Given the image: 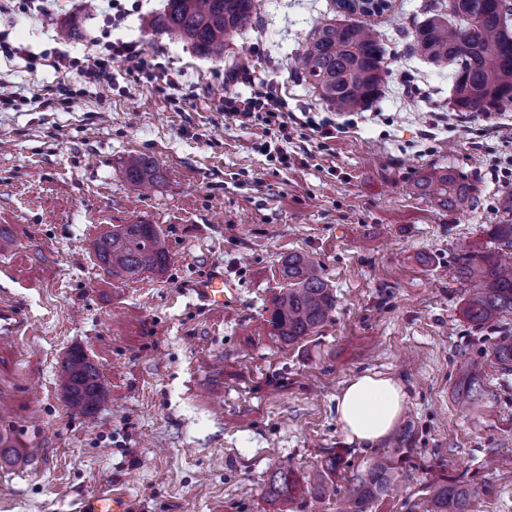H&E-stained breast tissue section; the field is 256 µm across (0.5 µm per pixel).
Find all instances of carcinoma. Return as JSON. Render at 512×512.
<instances>
[{"instance_id":"obj_1","label":"carcinoma","mask_w":512,"mask_h":512,"mask_svg":"<svg viewBox=\"0 0 512 512\" xmlns=\"http://www.w3.org/2000/svg\"><path fill=\"white\" fill-rule=\"evenodd\" d=\"M254 0H167L164 14L148 18L152 36H166L192 45L206 58L223 57L224 46L253 20ZM506 0H444L414 33V45L431 62H452L454 103L460 112H497L512 102V32ZM386 50L382 36L367 20L337 23L331 19L314 28L300 57L305 81L335 112H354L375 101L386 80ZM135 186L159 179V166L146 155L132 156L125 166ZM438 185L443 205L458 209L470 198L469 189L452 174L425 178L418 188ZM486 234L496 250L478 252L458 247V277L467 284L461 317L476 329L493 327L512 314V265L497 259V251L512 250V223L491 224ZM97 259L115 276L136 279L166 269L170 254L154 224H120L93 243ZM288 289L273 301L270 322L284 341L297 342L331 320L336 308L334 289L306 255L293 254L283 263ZM486 355L503 374L512 373V328L490 338ZM458 402L473 406L481 396V366L460 359ZM62 387L70 409L94 412L110 398L101 372L85 354L74 350L64 362ZM406 449L375 455L348 478L342 512H369L387 496L403 475ZM337 456L328 457L313 482L300 484L294 472L276 466L263 487L267 501L288 512V503L307 494L319 501L336 495ZM430 496L416 505L420 512H470L477 490L454 481L433 482Z\"/></svg>"}]
</instances>
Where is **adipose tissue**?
<instances>
[{
  "mask_svg": "<svg viewBox=\"0 0 512 512\" xmlns=\"http://www.w3.org/2000/svg\"><path fill=\"white\" fill-rule=\"evenodd\" d=\"M406 404L403 385L387 375L352 378L336 398V419L349 442L368 448L383 442Z\"/></svg>",
  "mask_w": 512,
  "mask_h": 512,
  "instance_id": "obj_1",
  "label": "adipose tissue"
}]
</instances>
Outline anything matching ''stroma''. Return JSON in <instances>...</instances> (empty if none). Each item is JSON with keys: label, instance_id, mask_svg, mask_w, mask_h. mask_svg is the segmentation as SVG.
<instances>
[{"label": "stroma", "instance_id": "1", "mask_svg": "<svg viewBox=\"0 0 512 512\" xmlns=\"http://www.w3.org/2000/svg\"><path fill=\"white\" fill-rule=\"evenodd\" d=\"M11 0L0 32L30 55L68 51L57 71L0 56V306L21 317L0 334V512H71L85 494L127 491L136 512H273L262 495L272 467L308 479L340 455L338 489L374 454L350 443L336 397L351 378L381 373L407 395L394 430L411 455L374 512H409L439 476L474 486L473 512H512V375L486 360L495 328L476 330L459 307L458 241L484 251L486 225L512 222V103L491 115L457 111L451 70L429 62L413 32L433 0H393L371 17L387 49L380 97L333 112L300 73L299 56L333 0H261L223 59L145 33L166 0H121L110 21L62 0L53 18ZM135 42L156 70L177 74L171 95L115 63L112 82L82 71L109 42ZM275 78L296 113L339 123L325 140L289 125L284 167L261 152L260 127L225 119L219 99L248 93L240 67ZM134 154L154 157L151 191L130 184ZM449 172L473 189L448 210L416 189ZM155 224L170 262L134 280L112 276L93 243L118 224ZM309 255L336 290L317 333L289 343L270 324L288 282L281 264ZM224 271V305L207 308L190 285ZM82 350L110 386L91 414L73 412L60 386ZM483 363L480 403L456 399L457 360Z\"/></svg>", "mask_w": 512, "mask_h": 512}]
</instances>
